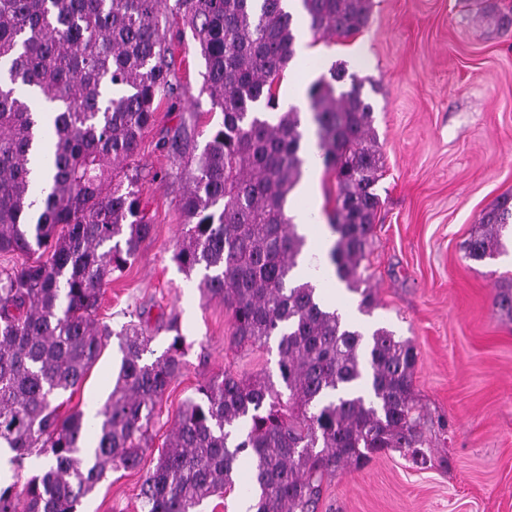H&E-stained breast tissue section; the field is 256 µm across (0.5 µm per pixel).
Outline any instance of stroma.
<instances>
[{"label":"stroma","mask_w":512,"mask_h":512,"mask_svg":"<svg viewBox=\"0 0 512 512\" xmlns=\"http://www.w3.org/2000/svg\"><path fill=\"white\" fill-rule=\"evenodd\" d=\"M484 1L512 13V0H372L362 32L301 37L315 56L312 78L341 62L370 79L363 93L384 159L377 184L383 206L366 259L378 305L366 314L345 285L323 289L335 291L350 325L411 340L416 399L448 423L447 432H431L430 464L397 450L377 454L360 471L328 478L318 512H512V320L493 306L498 286L512 280V253L476 262L463 249L480 214L512 194V32L480 22ZM168 28L175 80L186 94L176 106L161 104L142 136L138 188L152 230L106 286L99 317L117 329L128 311L154 321L177 315L189 348L140 467L110 472L77 512H140L142 477L199 381L227 370L277 371L276 348L230 350L231 313L203 297L199 276L172 259L184 218L183 160L170 143L183 133L187 154L200 153L220 116L210 111L204 61L181 17L169 16ZM118 362L109 345L71 406L103 403Z\"/></svg>","instance_id":"1"}]
</instances>
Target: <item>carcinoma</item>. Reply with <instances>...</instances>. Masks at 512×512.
<instances>
[{"mask_svg": "<svg viewBox=\"0 0 512 512\" xmlns=\"http://www.w3.org/2000/svg\"><path fill=\"white\" fill-rule=\"evenodd\" d=\"M313 37L348 38L371 0H300ZM161 0H0V447L39 473L0 484V512H76L108 471L136 469L159 405L184 368L175 318L155 358L154 329L137 312L115 329L97 319L103 289L151 232L133 158L163 100L178 93ZM205 62L210 111L222 115L182 173L185 218L173 260L203 272L200 288L233 317L229 348L277 341L278 378L230 371L199 382L140 486L141 512H198L235 489L251 463L255 512H317L326 477L398 450L427 460L428 417L414 395L415 346L378 328L369 339L323 305L311 278L334 276L376 299L363 261L382 201L383 155L363 80L333 65L308 88L314 150L336 180L330 269L305 265V238L288 215L308 143L301 112L278 111L298 28L284 0H174ZM43 96L41 122L19 91ZM466 257L508 253L512 196L484 210ZM512 316V286L494 297ZM117 340L121 361L106 401L87 417L60 412Z\"/></svg>", "mask_w": 512, "mask_h": 512, "instance_id": "carcinoma-1", "label": "carcinoma"}]
</instances>
